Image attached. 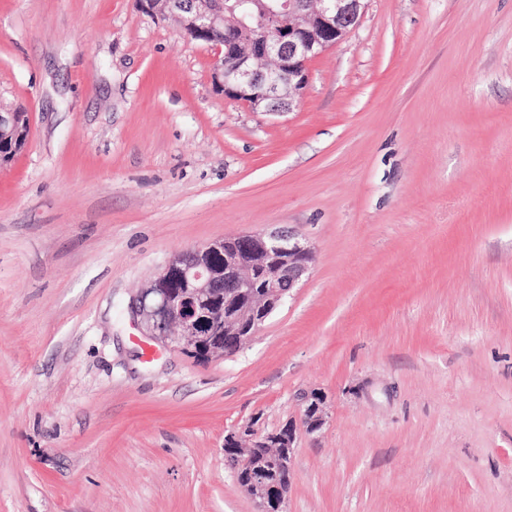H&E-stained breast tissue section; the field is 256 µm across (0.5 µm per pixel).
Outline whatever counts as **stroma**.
I'll use <instances>...</instances> for the list:
<instances>
[{
  "instance_id": "35a3bbf8",
  "label": "stroma",
  "mask_w": 512,
  "mask_h": 512,
  "mask_svg": "<svg viewBox=\"0 0 512 512\" xmlns=\"http://www.w3.org/2000/svg\"><path fill=\"white\" fill-rule=\"evenodd\" d=\"M136 0H0V512H258L224 458L299 419L287 512H512V0H364L293 111ZM314 261L206 363L134 319L174 256ZM15 112L19 115L18 122L14 112H0V141L13 136L17 131L18 124L16 135L0 143V164L7 163L17 151H21L26 143L25 140L19 136L24 130V123L27 121L23 113L25 111L19 109ZM303 401V413L300 419V423L306 428L307 415L312 411H315V417L318 422H321V427L325 423V412H324V404L326 402V397L319 391H312L310 393H306L302 397Z\"/></svg>"
}]
</instances>
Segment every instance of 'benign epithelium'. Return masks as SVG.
I'll return each instance as SVG.
<instances>
[{
	"label": "benign epithelium",
	"instance_id": "benign-epithelium-1",
	"mask_svg": "<svg viewBox=\"0 0 512 512\" xmlns=\"http://www.w3.org/2000/svg\"><path fill=\"white\" fill-rule=\"evenodd\" d=\"M364 0H137L142 13L173 16L181 30L218 49L212 79L253 112H290L309 79L308 63L357 24ZM17 117L0 112V141ZM291 229L215 240L170 260L142 291L139 309L150 336L209 357L239 350L283 304L313 260ZM301 424L325 422L326 397H302ZM296 424L282 436L284 453L257 461L245 487L260 512H285L283 475L291 472Z\"/></svg>",
	"mask_w": 512,
	"mask_h": 512
}]
</instances>
